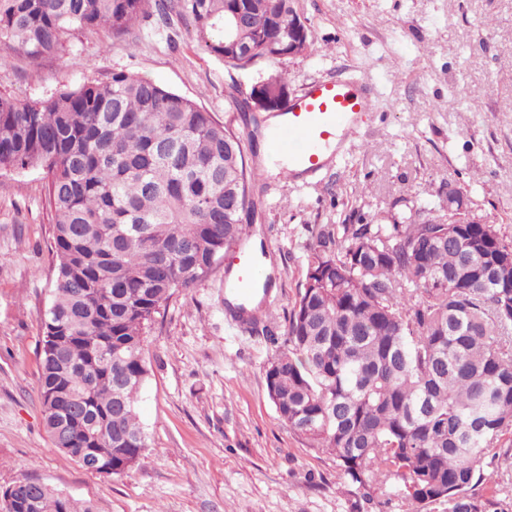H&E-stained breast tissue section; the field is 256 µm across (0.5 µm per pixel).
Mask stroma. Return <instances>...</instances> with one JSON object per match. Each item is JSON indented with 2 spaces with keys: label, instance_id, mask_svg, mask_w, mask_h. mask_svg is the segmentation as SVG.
<instances>
[{
  "label": "stroma",
  "instance_id": "obj_1",
  "mask_svg": "<svg viewBox=\"0 0 512 512\" xmlns=\"http://www.w3.org/2000/svg\"><path fill=\"white\" fill-rule=\"evenodd\" d=\"M310 52L246 71L144 20L134 41L108 31L70 39L39 65L0 66V94L33 102L125 71L185 96L236 132L261 74L287 72L298 96L316 80L375 83L365 132L315 177L289 184L267 165L250 212L272 279L262 329L232 328L225 270L238 248L191 288L176 292L147 336L148 378L139 419L147 446L120 475L86 472L53 448L40 401L41 315L52 288V216L42 170L0 175V490L40 480L94 512H402L399 499L365 500L336 459L307 448L281 422L264 367L305 278L317 224H387L421 199L462 191L475 216L512 236V0H295ZM472 96L458 100L459 90ZM485 512H512V447H502Z\"/></svg>",
  "mask_w": 512,
  "mask_h": 512
}]
</instances>
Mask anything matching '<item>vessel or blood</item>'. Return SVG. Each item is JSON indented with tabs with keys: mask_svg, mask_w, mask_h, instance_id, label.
Segmentation results:
<instances>
[{
	"mask_svg": "<svg viewBox=\"0 0 512 512\" xmlns=\"http://www.w3.org/2000/svg\"><path fill=\"white\" fill-rule=\"evenodd\" d=\"M372 97L371 87L361 81L328 80L311 84L303 96L289 103L287 122L272 128L267 141L269 160L278 165L281 179L293 183L316 175L340 155L358 136ZM262 280L260 259L244 253L238 258L235 276L225 286L231 296L244 302Z\"/></svg>",
	"mask_w": 512,
	"mask_h": 512,
	"instance_id": "obj_1",
	"label": "vessel or blood"
}]
</instances>
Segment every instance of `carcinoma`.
Listing matches in <instances>:
<instances>
[{
	"label": "carcinoma",
	"mask_w": 512,
	"mask_h": 512,
	"mask_svg": "<svg viewBox=\"0 0 512 512\" xmlns=\"http://www.w3.org/2000/svg\"><path fill=\"white\" fill-rule=\"evenodd\" d=\"M289 0H0V64L144 18L190 19L233 67L288 48ZM244 12L230 41L224 20ZM244 138L187 97L118 71L36 102L0 95V172L40 169L54 217L40 399L52 445L129 471L147 335L161 307L249 237L258 169ZM321 224L283 341L264 368L279 418L348 484L404 512H482L474 490L512 433V238L470 209ZM14 512H91L46 483Z\"/></svg>",
	"instance_id": "cac0c4a2"
}]
</instances>
